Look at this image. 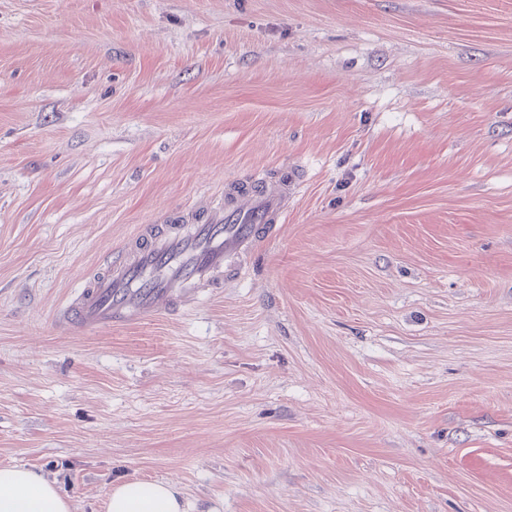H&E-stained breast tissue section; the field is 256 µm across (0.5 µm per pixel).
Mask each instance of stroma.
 <instances>
[{
	"mask_svg": "<svg viewBox=\"0 0 512 512\" xmlns=\"http://www.w3.org/2000/svg\"><path fill=\"white\" fill-rule=\"evenodd\" d=\"M305 180L174 319L54 312L139 225ZM72 512H512V0H0V466ZM106 512H185V509L174 485L130 479L110 488Z\"/></svg>",
	"mask_w": 512,
	"mask_h": 512,
	"instance_id": "stroma-1",
	"label": "stroma"
}]
</instances>
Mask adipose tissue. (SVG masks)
I'll use <instances>...</instances> for the list:
<instances>
[{
  "instance_id": "adipose-tissue-1",
  "label": "adipose tissue",
  "mask_w": 512,
  "mask_h": 512,
  "mask_svg": "<svg viewBox=\"0 0 512 512\" xmlns=\"http://www.w3.org/2000/svg\"><path fill=\"white\" fill-rule=\"evenodd\" d=\"M0 512H70L54 482L34 469L0 466ZM106 512H185L174 485L127 480L110 488Z\"/></svg>"
}]
</instances>
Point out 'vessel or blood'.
I'll return each mask as SVG.
<instances>
[{
  "label": "vessel or blood",
  "instance_id": "1",
  "mask_svg": "<svg viewBox=\"0 0 512 512\" xmlns=\"http://www.w3.org/2000/svg\"><path fill=\"white\" fill-rule=\"evenodd\" d=\"M303 179L290 167L267 184L230 182L220 203H205L167 224H144L124 249L89 271L55 313L66 333L176 316L223 287L276 235Z\"/></svg>",
  "mask_w": 512,
  "mask_h": 512
}]
</instances>
